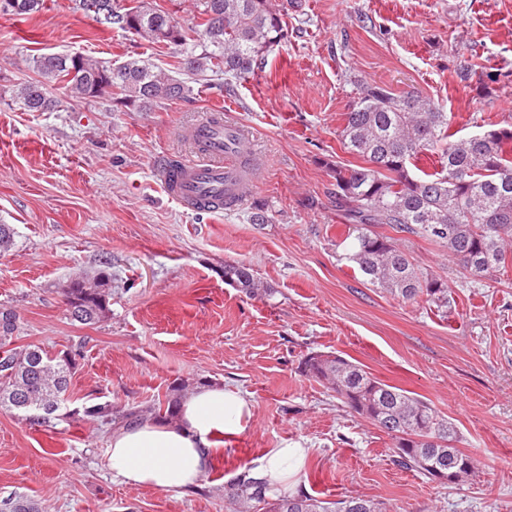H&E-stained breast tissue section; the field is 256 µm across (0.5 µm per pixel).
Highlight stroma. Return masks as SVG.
<instances>
[{"label":"stroma","instance_id":"35a3bbf8","mask_svg":"<svg viewBox=\"0 0 512 512\" xmlns=\"http://www.w3.org/2000/svg\"><path fill=\"white\" fill-rule=\"evenodd\" d=\"M271 66L225 83H192L188 99L133 112L104 99L26 112L4 94L32 60L80 52L141 59L181 76L176 50L107 28L75 0H45L28 18L0 13V309L18 344L75 357L59 419L0 409V500L43 512H227L224 485L268 448L310 456L288 493L364 495L388 512H512V265L464 274L447 248L400 235L416 263L448 286V308L405 303L367 284L343 254L348 228L331 170L357 163L340 142L359 83L438 102L460 136L512 123V0H299ZM475 75L461 79L463 70ZM253 135L257 185L221 214H197L163 191L159 159L213 107ZM262 211L267 223L252 220ZM243 262L263 287L224 281ZM110 277V312L73 321L62 285ZM360 362L386 384L429 400L472 452L474 479L432 481L402 468L392 439L302 371L309 355ZM224 384L253 404L248 429L182 493L113 479L112 430L68 413L165 401L173 386Z\"/></svg>","mask_w":512,"mask_h":512}]
</instances>
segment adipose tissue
Here are the masks:
<instances>
[{
    "instance_id": "1",
    "label": "adipose tissue",
    "mask_w": 512,
    "mask_h": 512,
    "mask_svg": "<svg viewBox=\"0 0 512 512\" xmlns=\"http://www.w3.org/2000/svg\"><path fill=\"white\" fill-rule=\"evenodd\" d=\"M251 420L246 396L206 385L184 398L176 422H147L113 433L106 460L113 477L124 483L183 491L215 467L220 439L244 432ZM308 458L305 448H269L249 463V474L268 489H280L294 482Z\"/></svg>"
}]
</instances>
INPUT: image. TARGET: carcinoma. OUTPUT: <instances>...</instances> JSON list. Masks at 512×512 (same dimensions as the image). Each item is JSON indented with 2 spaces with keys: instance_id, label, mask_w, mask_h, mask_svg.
I'll use <instances>...</instances> for the list:
<instances>
[{
  "instance_id": "carcinoma-1",
  "label": "carcinoma",
  "mask_w": 512,
  "mask_h": 512,
  "mask_svg": "<svg viewBox=\"0 0 512 512\" xmlns=\"http://www.w3.org/2000/svg\"><path fill=\"white\" fill-rule=\"evenodd\" d=\"M0 11L27 16L41 11L44 0H15ZM78 8L100 24L115 26L151 43L176 48L183 71L194 77H240L263 69L274 47L287 38L288 0H196L191 27L151 7L147 0L125 7L120 0H78ZM39 79L12 91V101L26 112H50L60 105L56 86L75 99L105 96L134 112H150L164 101L185 99L187 82L139 59L107 64L80 53L46 54L33 60ZM341 143L363 164L338 166L336 207L349 224L347 259L372 287L405 302L424 300L448 307V289L434 273L420 268L397 239L381 229L430 239L446 248L471 277L506 269L504 243L512 240V126L452 139L450 118L429 97L395 94L363 84L345 113ZM437 156L440 169L422 177L409 166L423 156ZM229 284L253 294L263 284L243 262L224 265ZM62 294L71 318L95 325L109 313L111 288L104 276L70 280ZM19 317L0 311V408L16 410L31 423L57 417L68 390L73 362L36 344H15ZM304 370L330 385L338 399L395 440L398 463L431 480L453 484L475 475L472 456L457 448L452 422L426 400L388 385L341 355L317 354ZM180 387L165 403L112 409L87 408L104 426L118 429L162 419L173 421ZM229 512H386L384 503L363 495L328 501L300 490L269 502L265 485L243 470L224 484ZM9 512H40L25 496L9 500Z\"/></svg>"
}]
</instances>
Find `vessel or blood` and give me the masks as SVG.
Returning <instances> with one entry per match:
<instances>
[{
  "label": "vessel or blood",
  "mask_w": 512,
  "mask_h": 512,
  "mask_svg": "<svg viewBox=\"0 0 512 512\" xmlns=\"http://www.w3.org/2000/svg\"><path fill=\"white\" fill-rule=\"evenodd\" d=\"M194 156L176 163H160L167 194L195 213L223 212L225 198L241 204L256 181L247 165L243 145L250 135L243 127L225 123L221 113L210 112L185 133Z\"/></svg>",
  "instance_id": "obj_1"
}]
</instances>
